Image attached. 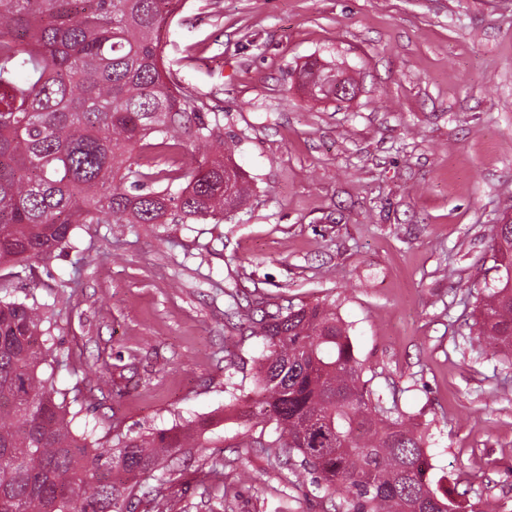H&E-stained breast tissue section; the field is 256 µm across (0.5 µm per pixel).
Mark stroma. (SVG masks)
Masks as SVG:
<instances>
[{"label": "stroma", "instance_id": "1", "mask_svg": "<svg viewBox=\"0 0 512 512\" xmlns=\"http://www.w3.org/2000/svg\"><path fill=\"white\" fill-rule=\"evenodd\" d=\"M165 56L222 108L251 197L221 224H87L1 276L56 302L58 386L108 372L85 401L124 433L223 416L225 491L201 496L196 452L187 512H335L243 447L228 393L252 387L251 322L327 299L368 390L421 424L433 487L456 512H512V367L475 326L512 215V0H183ZM312 59L356 97L311 96Z\"/></svg>", "mask_w": 512, "mask_h": 512}]
</instances>
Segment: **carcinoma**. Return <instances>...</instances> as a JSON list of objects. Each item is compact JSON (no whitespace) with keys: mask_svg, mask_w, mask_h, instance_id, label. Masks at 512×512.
<instances>
[{"mask_svg":"<svg viewBox=\"0 0 512 512\" xmlns=\"http://www.w3.org/2000/svg\"><path fill=\"white\" fill-rule=\"evenodd\" d=\"M181 2L0 0V268L73 248L81 224H222L246 204L219 113L166 63ZM494 242L512 269V217ZM479 309L478 335L512 366V274ZM56 317L55 304L0 289V512H135L143 497L173 512L176 462L217 425L100 432L78 386L41 375ZM254 333L266 346L253 395L230 392L245 447L274 449L343 512H452L426 476L423 435L371 397L336 305L290 307Z\"/></svg>","mask_w":512,"mask_h":512,"instance_id":"carcinoma-1","label":"carcinoma"}]
</instances>
